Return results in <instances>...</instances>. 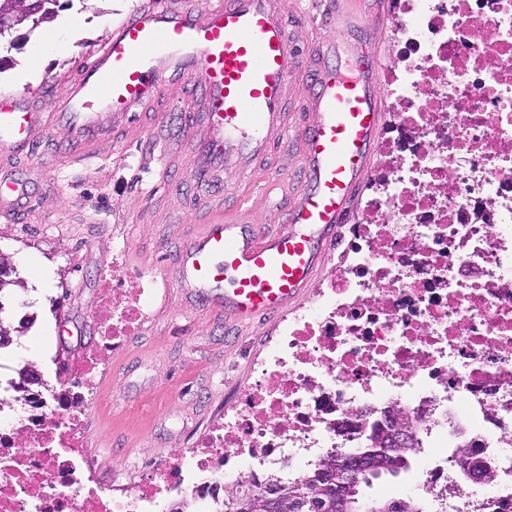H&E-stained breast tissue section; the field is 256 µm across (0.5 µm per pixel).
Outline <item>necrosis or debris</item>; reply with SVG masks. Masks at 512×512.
I'll use <instances>...</instances> for the list:
<instances>
[{"label": "necrosis or debris", "instance_id": "obj_1", "mask_svg": "<svg viewBox=\"0 0 512 512\" xmlns=\"http://www.w3.org/2000/svg\"><path fill=\"white\" fill-rule=\"evenodd\" d=\"M399 48L380 78L395 116L362 216L310 301L286 317L222 422L173 462L120 486L82 452L105 355L153 316L155 275L114 245L98 338L68 374L16 391L0 364V512H212L228 484L299 479L361 448L392 402L430 439L422 489L436 512L458 468L448 412L474 451L512 477V0H397Z\"/></svg>", "mask_w": 512, "mask_h": 512}]
</instances>
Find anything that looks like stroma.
Returning a JSON list of instances; mask_svg holds the SVG:
<instances>
[{
    "label": "stroma",
    "mask_w": 512,
    "mask_h": 512,
    "mask_svg": "<svg viewBox=\"0 0 512 512\" xmlns=\"http://www.w3.org/2000/svg\"><path fill=\"white\" fill-rule=\"evenodd\" d=\"M141 2L96 0L88 7L71 0L36 31L18 29L13 48L0 53V95L23 94L51 106L59 83L91 61ZM394 6L395 0H362L358 20L338 35L337 66L348 64L354 37L378 42L383 57L392 56L394 38L383 22ZM37 50L42 67L26 74V60ZM197 109L196 90L184 83L161 98L141 130L114 132L94 146L92 158L73 161L56 127L21 155L0 157V175L29 188L14 218L0 217V253L14 268L0 319L16 330L25 316L34 317V327L23 331L41 376L53 379L93 346L90 322L113 238H123L129 268L167 278L153 319L123 352L106 358L108 370L85 419V457L116 483L136 480L123 468L133 456L148 465L170 461L216 425L251 382L253 360L279 333L280 317L235 324L180 283L176 256L203 229L194 217L219 200L195 185L186 167L166 172L160 159L165 145L182 143L184 115ZM301 163L300 138L292 131L260 168L226 170L219 178L229 193L249 197L251 217L265 232L274 229L275 213L293 203Z\"/></svg>",
    "instance_id": "obj_1"
}]
</instances>
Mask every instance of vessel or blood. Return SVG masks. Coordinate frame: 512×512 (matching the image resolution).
<instances>
[{
  "label": "vessel or blood",
  "instance_id": "1",
  "mask_svg": "<svg viewBox=\"0 0 512 512\" xmlns=\"http://www.w3.org/2000/svg\"><path fill=\"white\" fill-rule=\"evenodd\" d=\"M305 58L288 29L282 0H144L113 30L89 66L56 95L54 115L24 95L0 96V152L33 143L51 122L67 142L90 155L95 141L140 121L175 78L196 86L188 160L191 176L213 184L225 168L264 161L288 135L285 92L304 78L308 118L296 199L279 229L257 233L247 198L229 202L237 219L209 220L180 252L184 287L197 289L214 311L244 323L275 315L315 280L352 210L356 189L372 165L371 146L384 124L376 44L358 40L350 69L336 67V42L310 39ZM26 182L0 180V215L11 216Z\"/></svg>",
  "mask_w": 512,
  "mask_h": 512
}]
</instances>
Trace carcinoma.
Returning a JSON list of instances; mask_svg holds the SVG:
<instances>
[{
  "label": "carcinoma",
  "mask_w": 512,
  "mask_h": 512,
  "mask_svg": "<svg viewBox=\"0 0 512 512\" xmlns=\"http://www.w3.org/2000/svg\"><path fill=\"white\" fill-rule=\"evenodd\" d=\"M21 0H0V47L14 46L13 32L21 26L33 31L54 20L59 0H27V11L19 10ZM421 443L417 436L408 437L407 444L398 449L393 444L390 428L382 426L372 437L370 445L355 450L354 456L334 454L326 457L318 468L299 481L285 482L277 475L266 481L264 488L275 489V500L270 512H341L348 506L350 512H366L370 501L363 499L362 487H369L384 476L397 477L410 467V459L417 455ZM341 461L349 464L354 475L341 483H328L325 470ZM257 492H245L237 486L224 488V501L215 512H255ZM387 512H417L415 502H405L402 496L378 500Z\"/></svg>",
  "instance_id": "obj_1"
}]
</instances>
